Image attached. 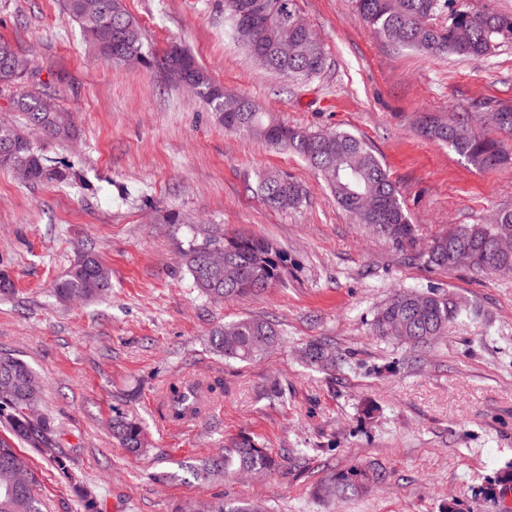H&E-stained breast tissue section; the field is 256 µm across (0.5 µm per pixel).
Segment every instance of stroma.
<instances>
[{
	"instance_id": "35a3bbf8",
	"label": "stroma",
	"mask_w": 512,
	"mask_h": 512,
	"mask_svg": "<svg viewBox=\"0 0 512 512\" xmlns=\"http://www.w3.org/2000/svg\"><path fill=\"white\" fill-rule=\"evenodd\" d=\"M325 52L323 70L293 79L259 66L224 27V0H124L154 55L186 48L227 93L277 122L347 131L374 150L396 185L420 244L512 210V162L478 170L423 137V117L464 116L502 139L490 108L512 107V40L478 58L392 47L353 0H295ZM0 39L35 63L28 87L73 113L79 137L44 142L80 182L28 186L0 170V353L27 362L43 387L40 412L96 493L97 512H174L223 494L268 512H501L487 489L512 461V274L481 275L405 262L401 250L342 210L300 157L225 130L161 67L99 59L63 0H0ZM303 184L302 205L266 207L260 173ZM182 221L170 224L169 213ZM218 229L278 244L284 280L257 297L215 303L193 288L181 259L191 234ZM112 271L102 301L59 304L55 282L86 250ZM399 287H436L463 308L424 348L372 335L374 312ZM240 316L275 323L284 342L252 363L224 360L210 332ZM328 339L346 361L306 369L303 344ZM187 375L224 382L222 405L189 432L166 429L156 401ZM278 381L283 398L271 396ZM142 423L135 457L112 437L118 412ZM250 433L274 455L301 449L302 468L233 483H187L226 439ZM46 512H85L69 481L34 449ZM375 464L373 492L327 503L314 494L328 469Z\"/></svg>"
}]
</instances>
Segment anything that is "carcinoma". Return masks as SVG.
Instances as JSON below:
<instances>
[{"label":"carcinoma","instance_id":"1","mask_svg":"<svg viewBox=\"0 0 512 512\" xmlns=\"http://www.w3.org/2000/svg\"><path fill=\"white\" fill-rule=\"evenodd\" d=\"M239 2L224 0L225 21L237 41L251 53L264 55L267 69L304 78L322 71V46L311 30L296 29L294 0H272L274 15L260 29L248 23L238 8ZM355 2L368 26L399 47L479 57L488 54L500 39L512 37V16L489 7L480 11L461 9L456 0ZM65 9L103 61L126 66L155 64L124 0H65ZM444 12L450 16L448 26L434 25V17ZM282 42L288 43L286 54L279 52ZM161 66L171 82L190 89L215 112L226 130L258 137L273 148L296 154L322 176L339 205L359 223L401 250L416 249L415 225L410 223L380 159L363 139L349 132H312L276 122L249 98L224 93V88L177 45L164 55ZM32 68L31 59L0 41V88H16L8 103L24 119L22 126L0 119V169L33 185L52 180L75 181L79 174L74 166L49 159L31 137L34 133L65 141L75 135L68 113L38 92L19 89ZM421 132L448 146L476 169L492 170L512 160L498 143L474 133L463 118L429 122ZM257 193L264 204L274 209L296 207L304 199L301 184L277 172L259 177ZM505 239H512V211L507 210L499 213L492 224L457 226L452 233L432 240L420 256L436 268L466 266L493 275L498 269H512L511 252L498 256L492 253V247ZM212 241L224 245V261L220 264L207 253ZM182 256L193 286L214 302L263 293L282 280L288 262L287 254L267 239L226 233L192 237ZM110 288V269L96 254L86 251L69 274L55 284L53 292L59 302L67 304L101 298ZM459 315L460 309L445 292L436 288H403L391 293L370 326L375 336L422 347L445 335ZM282 340L283 334L272 323L240 317L212 330L208 342L219 356L251 362L279 346ZM303 362L310 369L325 371L336 367L341 357L336 354L334 343L320 340L305 346ZM223 391L224 382L220 379L175 383L166 392L165 408L179 416L190 406L202 407L208 396ZM39 392V379L25 361L0 354V417L6 419L10 433L9 438H0V512H44L43 501L36 492L37 478L27 459L14 447L16 443L47 456L80 492L92 512L95 493L75 474L70 458L56 448L51 419L30 415ZM112 436L133 456L140 455L145 447L141 422L128 414L118 413L112 418ZM298 459L297 455L286 460L277 458L251 436L241 433L224 445L223 451L185 469L193 480L206 483L245 473H270L287 464L292 466ZM385 478L379 468L354 464L329 471L317 485L316 493L327 500L358 497L382 484ZM193 512H264V507L252 500L220 496L196 505Z\"/></svg>","mask_w":512,"mask_h":512}]
</instances>
